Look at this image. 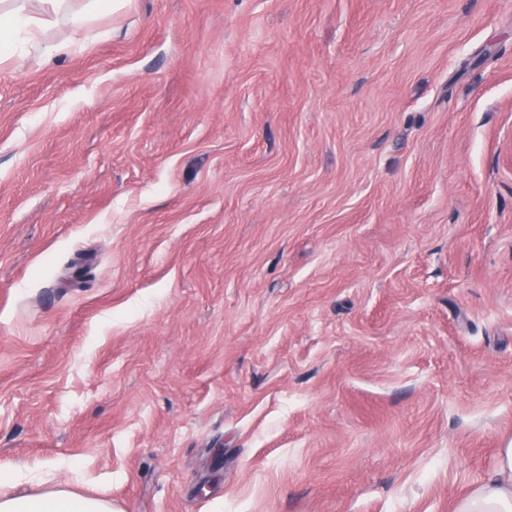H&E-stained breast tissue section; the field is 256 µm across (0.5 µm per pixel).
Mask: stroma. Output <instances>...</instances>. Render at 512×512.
<instances>
[{
	"label": "stroma",
	"mask_w": 512,
	"mask_h": 512,
	"mask_svg": "<svg viewBox=\"0 0 512 512\" xmlns=\"http://www.w3.org/2000/svg\"><path fill=\"white\" fill-rule=\"evenodd\" d=\"M511 442L512 0H129L0 63V467L453 512Z\"/></svg>",
	"instance_id": "1"
}]
</instances>
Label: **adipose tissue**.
Wrapping results in <instances>:
<instances>
[{
  "label": "adipose tissue",
  "mask_w": 512,
  "mask_h": 512,
  "mask_svg": "<svg viewBox=\"0 0 512 512\" xmlns=\"http://www.w3.org/2000/svg\"><path fill=\"white\" fill-rule=\"evenodd\" d=\"M40 14L29 11L24 0H0V60L30 57L47 63L71 52L72 42L45 43L42 30L64 18L71 31L83 33L104 11L120 9L126 0H83L71 9V0H42ZM0 512H119L112 502L83 495L70 486L51 485L33 495L0 492ZM454 512H512V444L499 449L494 468L454 506Z\"/></svg>",
  "instance_id": "ef3b65f1"
}]
</instances>
